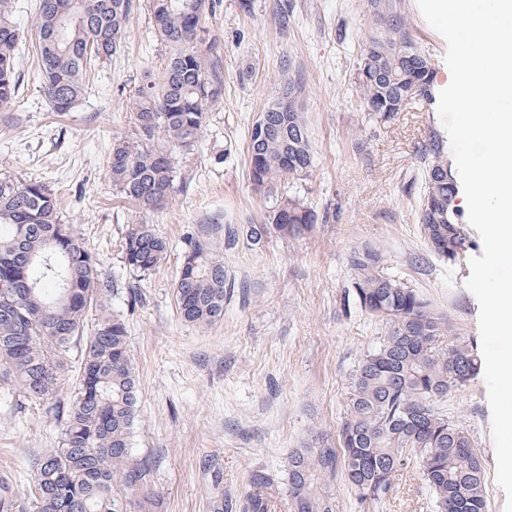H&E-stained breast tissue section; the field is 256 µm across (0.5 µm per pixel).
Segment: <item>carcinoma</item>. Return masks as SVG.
I'll return each instance as SVG.
<instances>
[{
	"label": "carcinoma",
	"instance_id": "cac0c4a2",
	"mask_svg": "<svg viewBox=\"0 0 512 512\" xmlns=\"http://www.w3.org/2000/svg\"><path fill=\"white\" fill-rule=\"evenodd\" d=\"M154 29L171 50L162 74L148 72L133 95L132 134L113 141L106 176L116 192L143 209L167 208L175 181L174 151L199 141L209 109L223 94L215 41L202 26L215 0H150ZM376 30L360 46L357 88L364 108L389 118L431 98L432 60L418 49L401 0H367ZM14 0H0V107L18 99L15 50L20 32L9 21ZM132 0H39L30 16L39 35L40 86L56 112L72 110L85 93L84 72L120 46ZM295 82L282 71L280 92L252 125L248 161L253 189L271 200L266 224L224 225V247L240 235L250 243L276 234L301 236L314 213L279 186L312 166L304 109L285 94ZM420 232L436 255L455 261L470 247L458 186L442 137L422 150ZM123 262L142 276L163 264L168 242L152 224L126 225ZM353 294L360 307L386 320L382 342L364 354L354 376L350 417L340 449L302 448L288 457L293 512H336L324 485L343 476L362 501L381 504L393 477L413 462L432 492L435 512H488L485 472L468 434L443 409L448 391L473 380L481 357L464 341L440 347L445 322L414 289L379 271L380 256L353 252ZM109 284L100 259L60 216L59 199L40 181L0 179V392L32 403L57 397L66 357L78 350L72 400L58 402L59 445L33 456L28 503L0 477V512H159L150 489L153 466L132 455L138 382L121 316L103 295ZM232 283L223 253L192 240L176 283L177 311L189 323L224 315ZM95 328L83 333L89 312ZM274 479L249 477L247 512H272Z\"/></svg>",
	"mask_w": 512,
	"mask_h": 512
}]
</instances>
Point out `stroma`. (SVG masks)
I'll return each instance as SVG.
<instances>
[{"mask_svg":"<svg viewBox=\"0 0 512 512\" xmlns=\"http://www.w3.org/2000/svg\"><path fill=\"white\" fill-rule=\"evenodd\" d=\"M38 0H15L20 104L0 109V177L39 181L56 192L61 216L103 261V278L119 291L107 304L124 319L139 386L135 457L153 461L151 488L163 512H242L251 473L284 477L299 448L336 447L349 414L353 376L388 326L349 302L350 256L368 245L380 269L414 288L446 317L455 338L480 347L479 305L466 288L473 242L455 262L431 253L418 224L423 191L421 150L444 132L437 92L450 81L447 44L422 16L417 0H402L418 47L434 68L433 99L391 118H369L356 85L359 46L374 22L364 0H289L288 29L276 14L282 0H219L205 25L218 44L224 80L193 150L178 152L174 192L166 209L146 211L117 197L105 175L112 140L130 134L126 99L145 72L162 73L170 49L155 36L148 0H133L121 49L86 77L85 98L57 115L40 90L38 38L27 24ZM287 72L300 90L313 153L308 176L290 195L316 223L298 238L272 236L225 251L234 292L224 316L208 325L181 320L175 282L191 239L224 243L228 224H261L267 202L249 181V131L277 97ZM146 222L170 244L155 272L125 267L126 225ZM449 416L470 434L485 469L488 512H503L497 486L491 410L484 376L449 391ZM52 401L0 396V475L27 496L31 455L56 447ZM384 505L360 502L344 480L327 488L336 512H432L431 492L417 469L399 470Z\"/></svg>","mask_w":512,"mask_h":512,"instance_id":"stroma-1","label":"stroma"}]
</instances>
